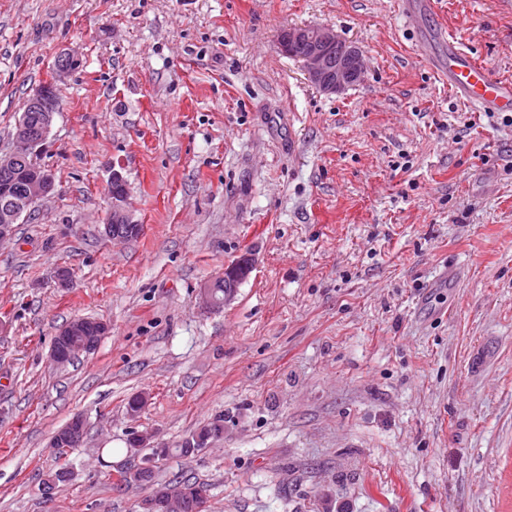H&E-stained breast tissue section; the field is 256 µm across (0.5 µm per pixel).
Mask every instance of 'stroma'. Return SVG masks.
<instances>
[{
    "instance_id": "obj_1",
    "label": "stroma",
    "mask_w": 512,
    "mask_h": 512,
    "mask_svg": "<svg viewBox=\"0 0 512 512\" xmlns=\"http://www.w3.org/2000/svg\"><path fill=\"white\" fill-rule=\"evenodd\" d=\"M398 3L0 0V153L80 60L37 154L55 191L0 242V512H139L115 485L131 433L173 448L218 416L156 471L209 484L208 512H512V127L430 61L441 28L512 80V0H435L416 26ZM313 25L362 51L343 92L279 49ZM116 171L141 226L121 243ZM77 318L109 332L55 368ZM77 414L83 443L52 447ZM244 257L247 258V262L240 261L238 265L233 263V265L225 267L224 273L221 276L224 280L217 277L211 283L216 298L221 300H217L212 295L209 285L201 289L200 295L204 305L210 308H220L234 297L236 289L239 288V285L247 277L251 269L252 259L248 255H244ZM223 297L224 299H222Z\"/></svg>"
}]
</instances>
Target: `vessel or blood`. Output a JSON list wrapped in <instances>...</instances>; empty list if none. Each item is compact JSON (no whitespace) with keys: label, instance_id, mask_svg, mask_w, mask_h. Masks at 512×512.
Masks as SVG:
<instances>
[{"label":"vessel or blood","instance_id":"1","mask_svg":"<svg viewBox=\"0 0 512 512\" xmlns=\"http://www.w3.org/2000/svg\"><path fill=\"white\" fill-rule=\"evenodd\" d=\"M438 75L474 111L512 112V80L492 76L462 50L449 47Z\"/></svg>","mask_w":512,"mask_h":512}]
</instances>
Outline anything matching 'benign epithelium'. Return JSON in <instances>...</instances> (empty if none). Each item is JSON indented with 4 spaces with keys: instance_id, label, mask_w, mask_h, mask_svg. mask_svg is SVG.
I'll return each instance as SVG.
<instances>
[{
    "instance_id": "obj_1",
    "label": "benign epithelium",
    "mask_w": 512,
    "mask_h": 512,
    "mask_svg": "<svg viewBox=\"0 0 512 512\" xmlns=\"http://www.w3.org/2000/svg\"><path fill=\"white\" fill-rule=\"evenodd\" d=\"M280 51L302 63L305 74L318 90L326 94H336L352 85L363 74V57L360 49L342 40L336 33L326 27L310 29L306 26L290 27L280 36ZM63 62L56 65L52 79L43 84L27 101L25 111L41 113L40 133H35L25 119L18 120L14 133L17 147L12 152L0 155V167H6L16 161L19 156L36 154L46 139L58 111V102L54 96L56 82L65 74L79 65V59L72 53L62 54ZM27 183V198L25 203H19L11 197L10 188L0 186V240L13 233V225L19 223L27 209L51 194L55 189V180L48 170L42 167H32L25 176ZM128 196L125 180L120 172L112 174V225L105 230L123 226L133 234L140 233L141 225L125 209ZM252 265V259H247L237 265L224 268V298L216 299L209 288L204 286L201 299L210 308H220L230 301L247 277ZM85 328L84 319L78 318L65 325L58 333L68 347V354L80 356L88 347L82 336ZM180 498L169 490H163L156 497L143 499L140 502L141 512H155L161 508L163 512H178Z\"/></svg>"
}]
</instances>
